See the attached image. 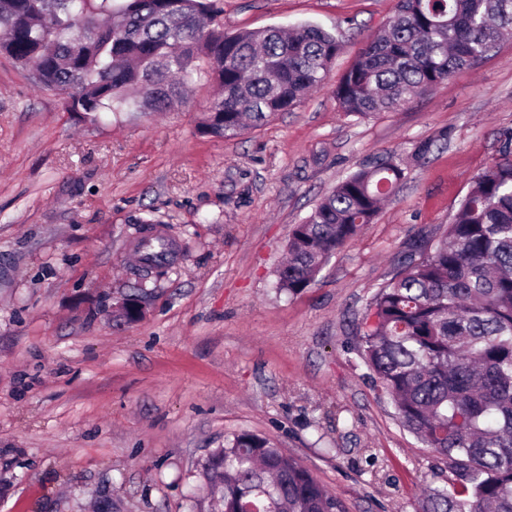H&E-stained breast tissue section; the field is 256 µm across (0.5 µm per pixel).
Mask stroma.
Segmentation results:
<instances>
[{"label": "stroma", "instance_id": "obj_1", "mask_svg": "<svg viewBox=\"0 0 512 512\" xmlns=\"http://www.w3.org/2000/svg\"><path fill=\"white\" fill-rule=\"evenodd\" d=\"M228 31L313 24L343 41L327 82L235 138L197 131L213 91L170 112H64L0 55V512H218L210 455L243 432L298 460L346 512H416L445 471L355 353L378 289L417 235L450 224L512 134V37L395 112L333 91L396 0H218ZM447 132L425 164L416 142ZM406 177L297 295L291 230L360 165ZM178 249L139 277L142 221ZM144 315L117 321L133 289Z\"/></svg>", "mask_w": 512, "mask_h": 512}]
</instances>
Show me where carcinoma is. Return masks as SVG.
Masks as SVG:
<instances>
[{"label":"carcinoma","instance_id":"1","mask_svg":"<svg viewBox=\"0 0 512 512\" xmlns=\"http://www.w3.org/2000/svg\"><path fill=\"white\" fill-rule=\"evenodd\" d=\"M215 0H0V54L62 107L100 124L165 112L190 84L220 95L199 133L234 138L298 106L343 49L313 25L224 32ZM512 30V0H397L336 82L347 116L394 112L482 59ZM405 178L385 157L351 172L293 226L278 288L310 287ZM356 351L403 429L448 469L419 512H512V136L478 173L454 220L409 244L374 296ZM205 478L224 512H345L296 459L241 433Z\"/></svg>","mask_w":512,"mask_h":512}]
</instances>
